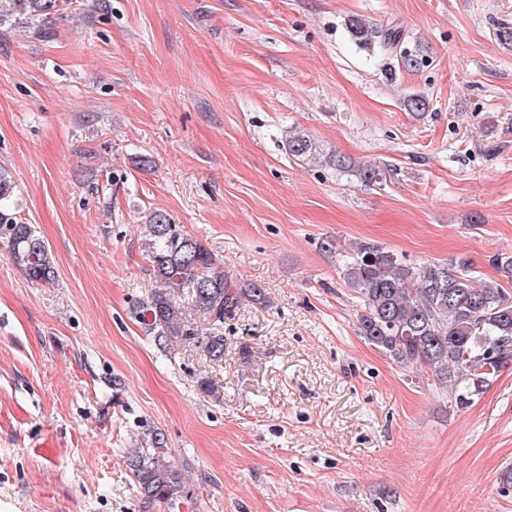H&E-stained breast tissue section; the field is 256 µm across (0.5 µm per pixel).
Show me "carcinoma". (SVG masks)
<instances>
[{"instance_id":"1","label":"carcinoma","mask_w":512,"mask_h":512,"mask_svg":"<svg viewBox=\"0 0 512 512\" xmlns=\"http://www.w3.org/2000/svg\"><path fill=\"white\" fill-rule=\"evenodd\" d=\"M57 7L58 0H0V22L17 16L35 22ZM349 25L371 51L399 50L408 70L423 64V58L400 49L402 30L362 18ZM288 152L306 158L312 143L304 135L292 136ZM12 193L11 176L0 168V245L30 280L50 282L55 277L52 253L32 225L11 213ZM146 232L157 287L134 308V317L159 347L177 338L195 340L212 363H224V316L245 299L265 304L264 288L232 280L218 256L181 233L163 213L150 217ZM342 274L359 303L358 335L396 363L427 369L448 383L456 406L483 394L500 371L512 367V293L495 282H478L470 261L452 257L414 267L390 250L363 242L342 260ZM197 315L206 322L201 330ZM143 440L146 447L127 453L126 467L145 501L173 509L186 497L185 477L168 460L160 430H146Z\"/></svg>"}]
</instances>
